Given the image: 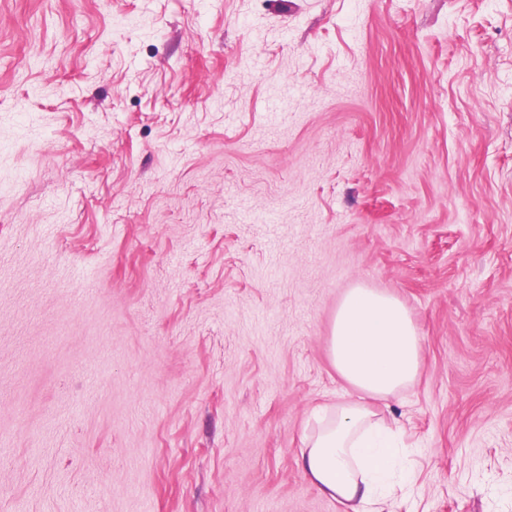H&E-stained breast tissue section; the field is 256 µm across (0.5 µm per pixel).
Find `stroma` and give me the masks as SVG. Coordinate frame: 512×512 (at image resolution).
Masks as SVG:
<instances>
[{
  "label": "stroma",
  "mask_w": 512,
  "mask_h": 512,
  "mask_svg": "<svg viewBox=\"0 0 512 512\" xmlns=\"http://www.w3.org/2000/svg\"><path fill=\"white\" fill-rule=\"evenodd\" d=\"M358 285L421 339L385 512H512V0H0V512H344Z\"/></svg>",
  "instance_id": "stroma-1"
}]
</instances>
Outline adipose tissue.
<instances>
[{
    "mask_svg": "<svg viewBox=\"0 0 512 512\" xmlns=\"http://www.w3.org/2000/svg\"><path fill=\"white\" fill-rule=\"evenodd\" d=\"M330 359L359 398L316 414V428L303 436L300 465L345 512H376L379 500L398 489L391 474L400 450L375 405L398 397L417 377L420 337L398 298L358 286L336 310Z\"/></svg>",
    "mask_w": 512,
    "mask_h": 512,
    "instance_id": "ef3b65f1",
    "label": "adipose tissue"
}]
</instances>
